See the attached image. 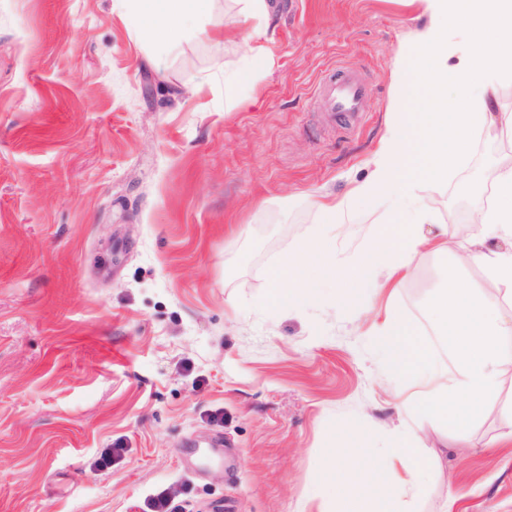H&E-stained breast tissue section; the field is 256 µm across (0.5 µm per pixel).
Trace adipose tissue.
<instances>
[{
    "label": "adipose tissue",
    "mask_w": 512,
    "mask_h": 512,
    "mask_svg": "<svg viewBox=\"0 0 512 512\" xmlns=\"http://www.w3.org/2000/svg\"><path fill=\"white\" fill-rule=\"evenodd\" d=\"M206 0H119L136 35L165 43L179 39L191 9ZM422 24L413 30L398 58L397 106L388 120L372 159L369 177L353 189L366 207L376 208L425 184L436 187L448 178V165L464 160L474 130L489 135L512 132V113L498 109V79L512 71V0H418ZM345 200H318L314 206L325 232L298 240L270 273L266 305L282 307L298 293L314 292L322 283L336 288V306L366 303L362 284L380 275L389 259V273L408 271L422 247H448V235H425L434 213L420 199L412 202L411 218L371 238L357 268L336 261V224ZM477 231L459 247L482 266L490 278L486 288L465 287L449 275L443 295L428 313L448 348V365L436 362L430 348L416 343L404 312L387 303L373 344L392 375L413 382L417 390L403 394V417L391 447L334 452L321 483L331 493L335 512H402L404 499L423 482L420 424L432 421L464 430L483 410L512 350L504 346L512 335L502 304L512 296V248L495 247L498 239L512 241V161L503 163L495 186V201L480 212Z\"/></svg>",
    "instance_id": "obj_1"
}]
</instances>
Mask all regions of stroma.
Instances as JSON below:
<instances>
[{
    "label": "stroma",
    "instance_id": "35a3bbf8",
    "mask_svg": "<svg viewBox=\"0 0 512 512\" xmlns=\"http://www.w3.org/2000/svg\"><path fill=\"white\" fill-rule=\"evenodd\" d=\"M269 5L272 69L230 90L255 26L238 0H211L175 48L138 40L115 0H0V512H144L162 489L178 512H331L320 478L344 428L359 448L389 445L398 382L368 335L383 298L339 311L325 284L286 308L261 300L319 229L308 195L347 197L369 176L420 8ZM336 69L370 91L349 129L319 89ZM509 155L512 137L476 132L447 181L415 190L450 247L415 253L393 300L428 347L448 275L488 285L455 242ZM384 223L350 200L337 261ZM488 403L461 438L424 424L413 512L452 494L454 512H512L498 441L512 370Z\"/></svg>",
    "mask_w": 512,
    "mask_h": 512
}]
</instances>
